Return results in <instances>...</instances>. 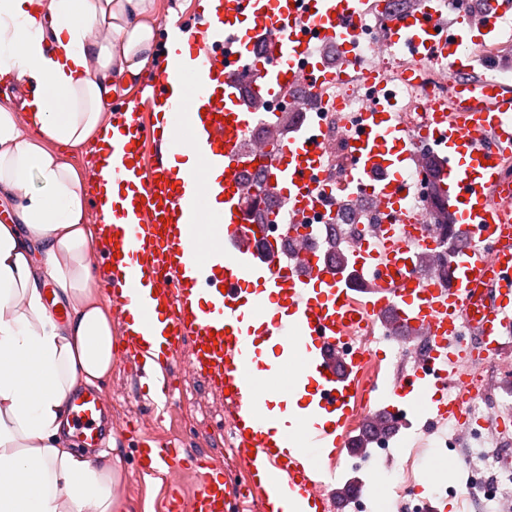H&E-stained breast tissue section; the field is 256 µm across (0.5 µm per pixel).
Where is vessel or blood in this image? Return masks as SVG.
<instances>
[{
	"label": "vessel or blood",
	"mask_w": 512,
	"mask_h": 512,
	"mask_svg": "<svg viewBox=\"0 0 512 512\" xmlns=\"http://www.w3.org/2000/svg\"><path fill=\"white\" fill-rule=\"evenodd\" d=\"M377 0H222L201 16L190 34L194 79L179 98L171 88L182 70L169 51L139 98L112 119L120 135L112 141V167L131 192L126 207L112 214L113 238L104 251L113 264L127 263V300L159 328L161 397L172 398L179 352L191 346L193 372L218 393L233 418L238 453L251 472L274 480L292 512H326L319 486L333 471L322 469L313 449L342 448L344 428L359 409L355 392L366 352L350 347V327L392 310L396 323L419 330L431 349L421 371L426 384L411 386L414 409L437 420L470 424L467 404L477 397L470 376L502 349L512 331V177L503 168L512 156V84L476 71L468 29L481 40L512 39V0H421L415 10L378 14ZM410 61H441L452 91L432 125L415 132L400 119L402 84L371 74L375 92L349 121L342 141L343 174L330 182L321 123L296 124L276 136L279 158L268 179L278 188L273 210L290 226L317 217L308 244L295 256L261 246L264 229L238 187L251 171L255 148L246 147L256 125L273 129L274 112L255 111L251 94L277 103L293 89L310 92L349 77L359 48L372 28ZM153 140V161L141 141ZM436 159L435 180L447 197L455 248L445 271L422 277L418 237L426 218L408 206L414 192L410 171L423 149ZM199 154L202 168L172 181L171 152ZM222 168L224 208L204 210L211 194L208 171ZM368 200L382 213L377 232L355 250L348 272L325 259L322 227L334 223L346 201ZM219 244L204 253L200 233ZM361 287L366 301L355 299ZM473 328L476 340L464 338ZM273 358L262 373L252 365L260 344ZM316 380V400L305 435L288 432L281 454L265 431L278 419L270 395L300 391L306 372ZM74 421L87 444L102 435V402L92 392L70 400ZM176 448H143V471L174 467ZM232 474L203 480L195 512H228Z\"/></svg>",
	"instance_id": "1"
}]
</instances>
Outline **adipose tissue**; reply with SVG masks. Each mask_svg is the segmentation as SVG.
<instances>
[{
	"mask_svg": "<svg viewBox=\"0 0 512 512\" xmlns=\"http://www.w3.org/2000/svg\"><path fill=\"white\" fill-rule=\"evenodd\" d=\"M154 16L155 0H0V198L15 201L0 222V512H116L111 456L69 448L65 428L70 395L112 372L94 262L108 230L85 207L108 218L118 200L108 113L154 56ZM92 142L90 183L67 152Z\"/></svg>",
	"mask_w": 512,
	"mask_h": 512,
	"instance_id": "ef3b65f1",
	"label": "adipose tissue"
}]
</instances>
